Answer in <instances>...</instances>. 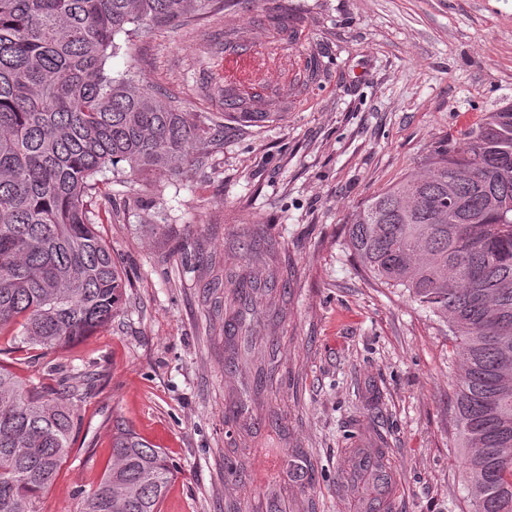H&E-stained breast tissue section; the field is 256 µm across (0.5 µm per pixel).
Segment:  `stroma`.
Wrapping results in <instances>:
<instances>
[{"instance_id": "35a3bbf8", "label": "stroma", "mask_w": 512, "mask_h": 512, "mask_svg": "<svg viewBox=\"0 0 512 512\" xmlns=\"http://www.w3.org/2000/svg\"><path fill=\"white\" fill-rule=\"evenodd\" d=\"M268 0H224L190 25L123 42L108 66L221 119L224 36L263 47L276 121L236 128L183 172L97 180L115 219L100 231L125 300L111 325L66 355L88 372L73 448L38 512H77L98 484L116 426L177 469L161 512H366L352 448L385 452L390 512H469L454 430L457 362L447 324L377 285L346 227L365 200L420 165L440 137L512 102V0H279L296 36L264 24ZM316 52L317 81L295 75ZM273 246L288 295L260 300L224 334L232 271L253 232ZM279 339L280 381L250 403L256 366ZM234 368H227V361Z\"/></svg>"}]
</instances>
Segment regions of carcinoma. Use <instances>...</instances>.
Instances as JSON below:
<instances>
[{"label": "carcinoma", "mask_w": 512, "mask_h": 512, "mask_svg": "<svg viewBox=\"0 0 512 512\" xmlns=\"http://www.w3.org/2000/svg\"><path fill=\"white\" fill-rule=\"evenodd\" d=\"M223 10L224 0H0V335L11 344L62 358L117 314L126 282L98 230L109 211L99 173H178L224 139V123L112 76L116 36ZM266 20L294 31L274 0ZM224 105L238 127L278 116ZM347 235L375 282L446 318L470 512H512V103L483 113L461 141H436L421 168L351 215ZM231 281L244 309L288 289L273 267ZM277 347L257 368L258 394L277 384ZM76 379L29 384L0 364V512H37L55 482L77 402L94 387ZM173 477L161 449L119 427L112 463L78 512H160Z\"/></svg>", "instance_id": "obj_1"}]
</instances>
